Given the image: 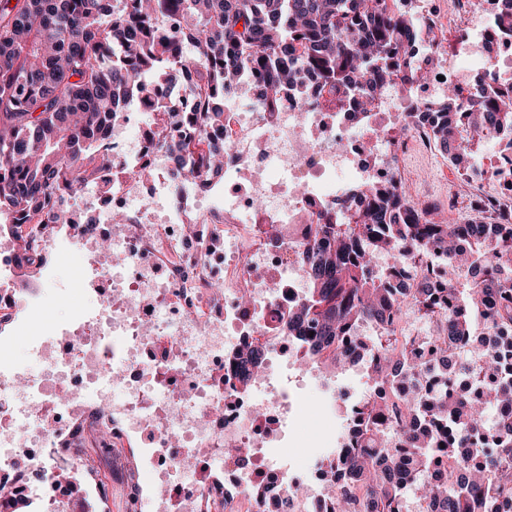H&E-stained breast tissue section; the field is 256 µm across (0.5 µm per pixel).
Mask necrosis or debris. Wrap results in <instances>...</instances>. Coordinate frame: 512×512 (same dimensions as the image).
<instances>
[{
	"label": "necrosis or debris",
	"mask_w": 512,
	"mask_h": 512,
	"mask_svg": "<svg viewBox=\"0 0 512 512\" xmlns=\"http://www.w3.org/2000/svg\"><path fill=\"white\" fill-rule=\"evenodd\" d=\"M424 39L415 62L419 83L388 86L371 119H355L360 98L309 109L330 98L310 78L286 87L274 111L249 97L260 74L224 102V125L211 139L232 143L224 179L177 175L168 146L182 133L172 113L192 109L182 90L157 85L151 102L120 113L106 142L112 188L68 203L65 226L78 250L109 237L107 260L96 262L80 288L88 298L63 324L36 327L25 358L0 350V481L39 512H79L60 472L84 468L76 452L85 406L112 445L137 438L141 455L132 481L150 477L162 494L130 498V512H267L268 500L305 485L291 512H325L327 475L288 463L275 447L294 414L288 373L305 350L288 333V311L305 295V247L320 213L359 187L395 180L411 147L428 148L427 124L409 123L456 88L459 105L473 77L494 66L496 93L512 91V37L492 24L503 0H457L452 48L439 37L434 0H406ZM491 180L489 212L512 210V163L495 158L470 168L469 184ZM126 215L114 225L113 212ZM390 285L440 291L439 267L376 254ZM258 349L264 369L249 377L236 367ZM250 449L248 461L227 456ZM194 466H185V459Z\"/></svg>",
	"instance_id": "1"
}]
</instances>
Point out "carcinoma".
Wrapping results in <instances>:
<instances>
[{"label": "carcinoma", "mask_w": 512, "mask_h": 512, "mask_svg": "<svg viewBox=\"0 0 512 512\" xmlns=\"http://www.w3.org/2000/svg\"><path fill=\"white\" fill-rule=\"evenodd\" d=\"M163 2L0 0V235L15 251L32 252L19 285L47 263L39 242L65 223L62 198L105 189L112 120L153 93L151 76L185 83L198 101L174 118L195 137L171 146L176 170L194 177L224 168L226 147L206 130L224 124V96L252 69L266 75L256 95L262 105L304 72L341 97L364 91L369 102L390 79L426 76L409 56L422 38L417 23L387 0H176L174 30L156 24ZM494 78L491 67L476 78L467 126L454 89L434 104L433 140L456 168L471 166L488 133L512 156V96L487 98ZM376 251L446 263L444 303L426 289L387 287L373 272ZM306 275L288 332L306 346L307 360L330 372L366 357L375 384L389 385L394 397L358 412V446L321 460L334 479L330 512H401L409 495L433 512H512V238L496 224L460 228L431 217L396 181L319 216ZM410 305L441 323L430 360L406 341L384 346L353 336L359 323L396 325ZM464 356L480 362L473 389L396 400L397 387L433 369L452 377ZM490 406L498 409L491 425ZM387 411L400 417L392 451L382 429ZM85 453L116 456L104 433ZM25 507L0 487V512Z\"/></svg>", "instance_id": "1"}]
</instances>
